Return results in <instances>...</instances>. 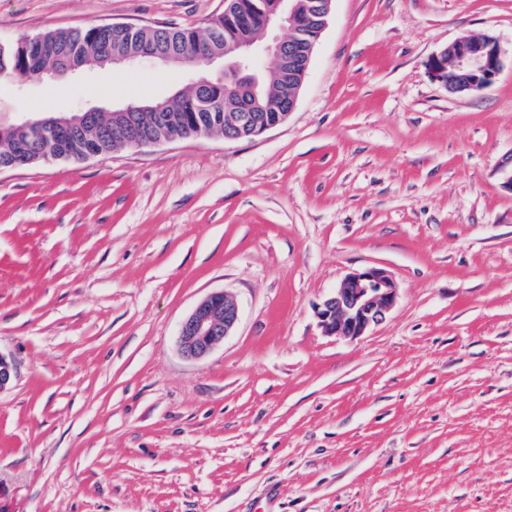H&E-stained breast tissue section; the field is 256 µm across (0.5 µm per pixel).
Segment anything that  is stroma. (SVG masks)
Instances as JSON below:
<instances>
[{
	"instance_id": "35a3bbf8",
	"label": "stroma",
	"mask_w": 512,
	"mask_h": 512,
	"mask_svg": "<svg viewBox=\"0 0 512 512\" xmlns=\"http://www.w3.org/2000/svg\"><path fill=\"white\" fill-rule=\"evenodd\" d=\"M224 0H0V42L197 28ZM512 55V0H333L288 120L0 171V512H512V68L451 93L465 36ZM127 64L0 86V121L185 87ZM388 270L385 320L316 306ZM239 323L204 360L180 322ZM397 298L392 275L384 268L369 266L345 277L315 313L325 336L356 339L382 323ZM239 319L236 300L225 290L213 291L202 298L181 321L177 350L188 361H201L233 333Z\"/></svg>"
}]
</instances>
